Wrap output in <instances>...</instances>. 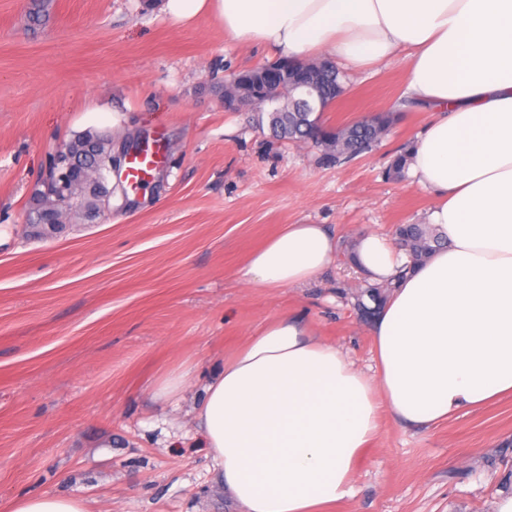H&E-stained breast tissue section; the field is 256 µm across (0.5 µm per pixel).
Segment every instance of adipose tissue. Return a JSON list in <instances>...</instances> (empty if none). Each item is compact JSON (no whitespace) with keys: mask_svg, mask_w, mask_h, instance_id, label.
<instances>
[{"mask_svg":"<svg viewBox=\"0 0 512 512\" xmlns=\"http://www.w3.org/2000/svg\"><path fill=\"white\" fill-rule=\"evenodd\" d=\"M182 24L213 14L232 39L304 62L405 54L404 96L430 119L408 171L447 244L408 258L365 232L356 255L398 284L375 317V371L302 314L276 316L225 356L191 415L243 512H316L344 499L382 419L428 429L512 396V0H166ZM321 224L285 225L242 271L254 288L312 281L332 260Z\"/></svg>","mask_w":512,"mask_h":512,"instance_id":"obj_1","label":"adipose tissue"}]
</instances>
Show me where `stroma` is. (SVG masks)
Wrapping results in <instances>:
<instances>
[{
	"label": "stroma",
	"mask_w": 512,
	"mask_h": 512,
	"mask_svg": "<svg viewBox=\"0 0 512 512\" xmlns=\"http://www.w3.org/2000/svg\"><path fill=\"white\" fill-rule=\"evenodd\" d=\"M275 52L228 39L217 19L175 22L164 0H0V512L20 494L84 501L89 512H242L187 417L205 378L270 319L305 315L315 333L373 367L370 320L347 262L360 232L424 222L432 196L388 173L427 112L400 104V58L337 60L336 127L397 119L381 143L335 165L276 139L252 107L224 109L222 84ZM161 134L147 186L112 212L49 239L22 226L49 156L74 135ZM286 224H324L336 254L300 288H252L250 254ZM198 364L166 402L157 382ZM512 493V397L427 430L383 420L351 496L327 512H496Z\"/></svg>",
	"instance_id": "1"
}]
</instances>
